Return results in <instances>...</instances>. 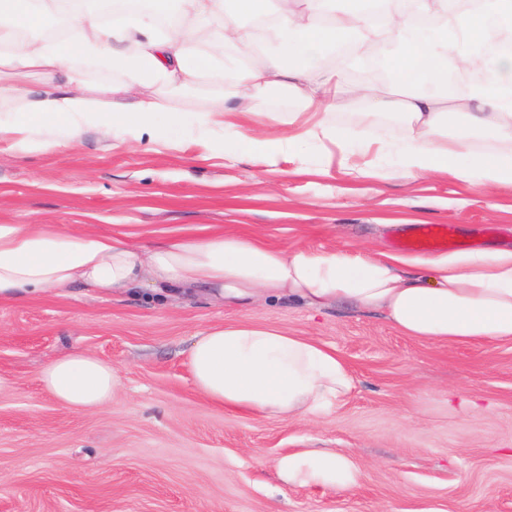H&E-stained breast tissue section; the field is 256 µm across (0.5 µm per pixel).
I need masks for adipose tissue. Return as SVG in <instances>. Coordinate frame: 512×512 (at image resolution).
I'll use <instances>...</instances> for the list:
<instances>
[{
    "label": "adipose tissue",
    "instance_id": "1",
    "mask_svg": "<svg viewBox=\"0 0 512 512\" xmlns=\"http://www.w3.org/2000/svg\"><path fill=\"white\" fill-rule=\"evenodd\" d=\"M176 25L164 28L154 10H116L111 19L91 12L88 0H0V64L18 78L7 89L29 121L67 128L82 125L132 141L170 138L185 113L162 98L132 100L143 85L188 87L200 78L233 73L234 108L216 99L201 110L208 125L224 112L244 151L267 159L289 151L288 135L255 134L261 102L275 88L296 109L278 116L301 126L306 140L369 144L358 126L327 127L308 116L332 112L347 100L397 114L405 130L399 173L422 177L452 171L462 181L512 185V153H477L475 131L512 140V52L490 54L498 29L485 16H512V0H481V15L454 8V0H383L380 19L327 11L326 0H174ZM432 33L419 38L418 18ZM275 44L276 59L256 55ZM389 45L390 81H347L344 69H363L371 49ZM114 77L89 88L85 62ZM62 74L65 87L31 99L22 81L29 71ZM465 78L448 93V76ZM424 83L435 85L421 92ZM462 115L456 130L448 117ZM80 285L95 293L142 290L167 299L201 289L208 300L240 306L258 300H298L312 309L347 305L378 311L403 335L426 342L512 341V251L483 250L427 262L425 273H404L389 261L343 252H292L259 237L214 231L175 234L155 247L94 230L64 232L49 224H0V303ZM198 391L227 410L283 419L318 417L340 404L353 377L336 349L307 336L248 320L218 324L193 336L187 354ZM40 380L64 406L107 405L119 383L112 366L73 351L44 367ZM286 483L346 487L357 471L350 458L303 450L276 464Z\"/></svg>",
    "mask_w": 512,
    "mask_h": 512
}]
</instances>
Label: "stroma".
<instances>
[{
	"mask_svg": "<svg viewBox=\"0 0 512 512\" xmlns=\"http://www.w3.org/2000/svg\"><path fill=\"white\" fill-rule=\"evenodd\" d=\"M188 122L176 144L84 128L0 140V223L93 228L144 245L211 229L289 251L429 257L395 247L417 224H453L479 248L512 249V185L452 174L397 177L399 122L353 101L328 125L361 124L372 145L295 143L268 164L220 125H199L201 85L160 88ZM51 140L59 150L46 149ZM248 319L334 346L354 387L317 419L213 406L187 364L192 337ZM110 363L121 385L101 410L62 406L39 381L64 353ZM305 448L351 457L345 488L282 484L277 460ZM0 512H512V342L438 344L382 313L298 302L239 308L76 286L0 304Z\"/></svg>",
	"mask_w": 512,
	"mask_h": 512,
	"instance_id": "obj_1",
	"label": "stroma"
}]
</instances>
